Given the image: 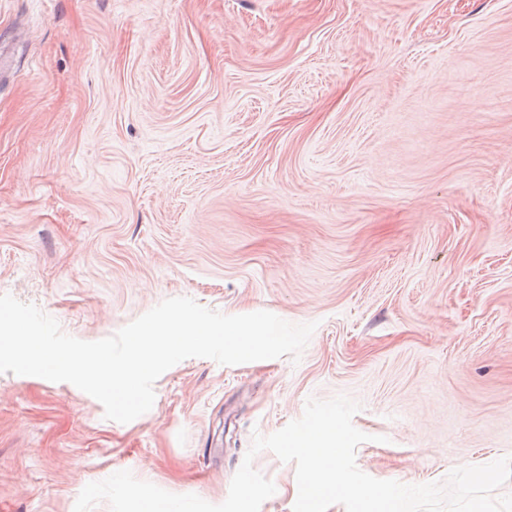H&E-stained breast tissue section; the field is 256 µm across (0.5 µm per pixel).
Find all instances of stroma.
Masks as SVG:
<instances>
[{
    "label": "stroma",
    "mask_w": 512,
    "mask_h": 512,
    "mask_svg": "<svg viewBox=\"0 0 512 512\" xmlns=\"http://www.w3.org/2000/svg\"><path fill=\"white\" fill-rule=\"evenodd\" d=\"M0 294L84 341L181 296L317 325L125 424L0 373V512L121 470L222 503L339 394L374 478L512 456V0H0ZM253 466L292 512L294 464Z\"/></svg>",
    "instance_id": "1"
}]
</instances>
